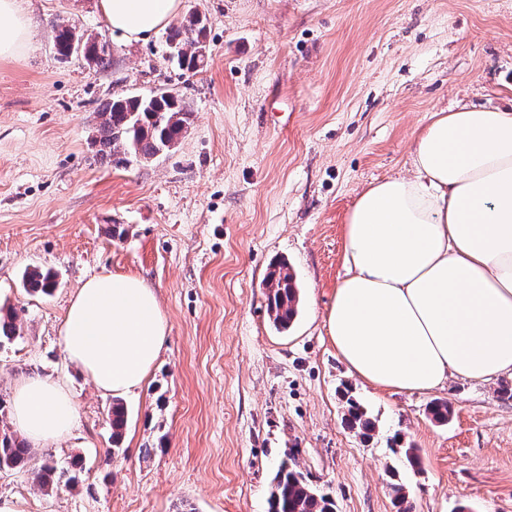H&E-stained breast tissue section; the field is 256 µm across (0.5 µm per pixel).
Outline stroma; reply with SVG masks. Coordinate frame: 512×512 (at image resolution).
<instances>
[{
    "mask_svg": "<svg viewBox=\"0 0 512 512\" xmlns=\"http://www.w3.org/2000/svg\"><path fill=\"white\" fill-rule=\"evenodd\" d=\"M97 0H20L36 50L0 59V306L21 335L0 347V399L17 379L52 378L77 409L72 431L35 457L82 455L76 486L42 490L0 471V499L24 512H267L284 450L336 512H512V401L497 383L452 377L424 392L354 377L324 322L343 278V224L375 180L407 172L415 133L459 104L512 106V0H183L207 19V60L168 59L165 31L112 42V65L61 62L53 26L107 37ZM169 89L192 106L171 154L100 159L94 115L112 98ZM123 225V238L112 225ZM286 260L301 288L277 331L264 278ZM58 274L52 295L22 286ZM134 274L156 291L168 334L146 384L109 411L68 362L60 331L91 277ZM376 421L342 422L343 390ZM449 402L448 424L428 406ZM418 450L403 468L396 442ZM23 287L29 293L49 296L55 290L57 274L52 270L33 269L23 274Z\"/></svg>",
    "mask_w": 512,
    "mask_h": 512,
    "instance_id": "obj_1",
    "label": "stroma"
}]
</instances>
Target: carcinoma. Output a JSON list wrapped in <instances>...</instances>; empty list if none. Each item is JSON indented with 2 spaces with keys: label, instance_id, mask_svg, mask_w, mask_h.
<instances>
[{
  "label": "carcinoma",
  "instance_id": "1",
  "mask_svg": "<svg viewBox=\"0 0 512 512\" xmlns=\"http://www.w3.org/2000/svg\"><path fill=\"white\" fill-rule=\"evenodd\" d=\"M207 26L191 15L180 24L169 28L167 40L180 46V55L175 60L178 68L195 72L204 66L206 55ZM53 46L59 59L73 58L72 48L82 46L98 69L111 67L112 58L107 41L85 34L75 25L64 21L55 24ZM192 109L180 95L163 90L141 100L125 97L104 103L96 119L94 144L97 154L106 160L114 155H123V160H148L162 153H171L187 132ZM23 287L29 293L49 296L55 290L57 274L51 270L33 269L23 274ZM269 284L266 293L267 312L273 326L278 330L288 329L298 314L299 289L295 275L288 263L280 261L272 266L266 277ZM20 336L17 317L11 311L0 314V347ZM346 403L344 421L362 438H371L376 429V420L366 406L349 393H344ZM433 419L446 424L453 415L451 405L436 401L429 406ZM125 409L121 404L112 406V446L117 448L122 440ZM32 460L30 447L22 439L3 437L0 439V470H24ZM82 468V458L74 457L68 468L59 466L53 455L47 454L36 468L40 485L49 490L56 481L67 477L70 484L76 476L70 471ZM268 512H336L335 502L314 488L302 471L297 469L294 455L284 454L272 482L268 498Z\"/></svg>",
  "mask_w": 512,
  "mask_h": 512
}]
</instances>
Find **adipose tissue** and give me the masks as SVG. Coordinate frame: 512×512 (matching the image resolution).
I'll use <instances>...</instances> for the list:
<instances>
[{
  "mask_svg": "<svg viewBox=\"0 0 512 512\" xmlns=\"http://www.w3.org/2000/svg\"><path fill=\"white\" fill-rule=\"evenodd\" d=\"M113 37L151 38L182 0H99ZM36 48L19 0H0V58ZM412 175L371 183L343 226L346 274L325 326L349 371L381 388L421 392L448 377L512 376V108L433 113L415 138ZM167 336L155 291L102 275L73 297L61 329L68 360L102 394L141 388ZM16 428L47 446L77 411L40 375L12 397Z\"/></svg>",
  "mask_w": 512,
  "mask_h": 512,
  "instance_id": "ef3b65f1",
  "label": "adipose tissue"
}]
</instances>
